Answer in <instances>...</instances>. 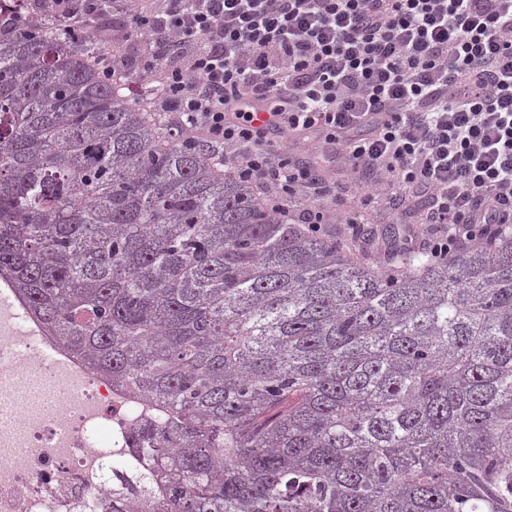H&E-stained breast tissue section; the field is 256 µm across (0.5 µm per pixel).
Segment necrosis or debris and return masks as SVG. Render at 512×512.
I'll list each match as a JSON object with an SVG mask.
<instances>
[{"instance_id":"obj_1","label":"necrosis or debris","mask_w":512,"mask_h":512,"mask_svg":"<svg viewBox=\"0 0 512 512\" xmlns=\"http://www.w3.org/2000/svg\"><path fill=\"white\" fill-rule=\"evenodd\" d=\"M0 512H97L113 489L161 508L133 437L163 409L133 398L50 336L0 277Z\"/></svg>"}]
</instances>
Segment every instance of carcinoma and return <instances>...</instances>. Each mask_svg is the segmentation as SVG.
Here are the masks:
<instances>
[{"instance_id":"carcinoma-1","label":"carcinoma","mask_w":512,"mask_h":512,"mask_svg":"<svg viewBox=\"0 0 512 512\" xmlns=\"http://www.w3.org/2000/svg\"><path fill=\"white\" fill-rule=\"evenodd\" d=\"M0 0V275L166 410L167 512H512V237L442 260L270 214L103 48Z\"/></svg>"}]
</instances>
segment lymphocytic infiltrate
Returning a JSON list of instances; mask_svg holds the SVG:
<instances>
[{"instance_id": "lymphocytic-infiltrate-1", "label": "lymphocytic infiltrate", "mask_w": 512, "mask_h": 512, "mask_svg": "<svg viewBox=\"0 0 512 512\" xmlns=\"http://www.w3.org/2000/svg\"><path fill=\"white\" fill-rule=\"evenodd\" d=\"M96 35L118 17L103 78L149 86L182 146L217 150L225 173L320 232L335 185L276 160L279 141L342 151L444 231L445 258L512 233V0H38Z\"/></svg>"}]
</instances>
